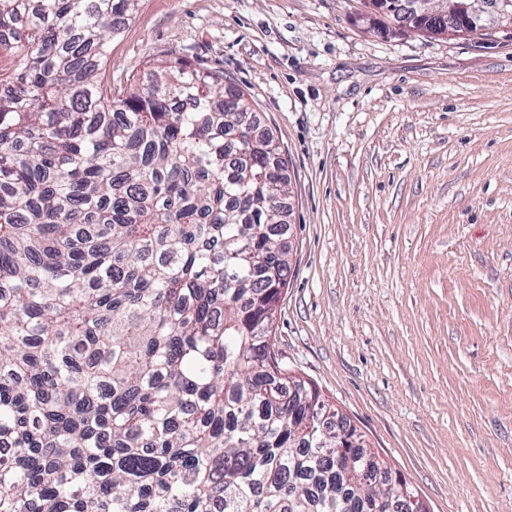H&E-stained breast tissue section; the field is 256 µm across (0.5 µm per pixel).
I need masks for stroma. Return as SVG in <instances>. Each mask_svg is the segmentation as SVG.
Returning a JSON list of instances; mask_svg holds the SVG:
<instances>
[{
    "label": "stroma",
    "mask_w": 512,
    "mask_h": 512,
    "mask_svg": "<svg viewBox=\"0 0 512 512\" xmlns=\"http://www.w3.org/2000/svg\"><path fill=\"white\" fill-rule=\"evenodd\" d=\"M361 0H142L106 75L182 58L288 161L289 368L430 512H512V28L385 36Z\"/></svg>",
    "instance_id": "1"
}]
</instances>
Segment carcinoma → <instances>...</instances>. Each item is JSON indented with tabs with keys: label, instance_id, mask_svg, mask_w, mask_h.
<instances>
[{
	"label": "carcinoma",
	"instance_id": "obj_1",
	"mask_svg": "<svg viewBox=\"0 0 512 512\" xmlns=\"http://www.w3.org/2000/svg\"><path fill=\"white\" fill-rule=\"evenodd\" d=\"M140 2L0 0V512H401L275 351L289 182L247 94L105 79Z\"/></svg>",
	"mask_w": 512,
	"mask_h": 512
}]
</instances>
